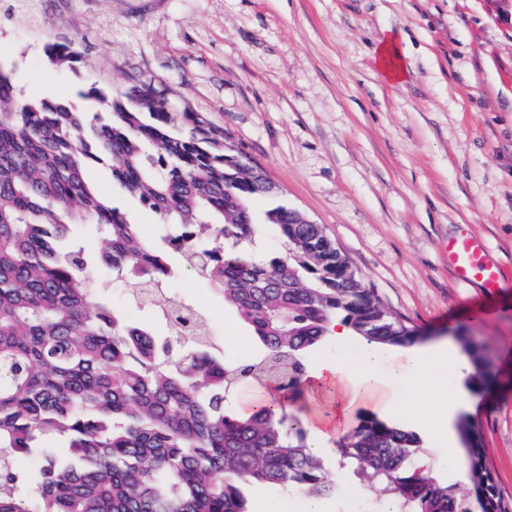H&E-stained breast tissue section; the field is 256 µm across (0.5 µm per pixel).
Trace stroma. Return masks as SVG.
I'll list each match as a JSON object with an SVG mask.
<instances>
[{"mask_svg":"<svg viewBox=\"0 0 512 512\" xmlns=\"http://www.w3.org/2000/svg\"><path fill=\"white\" fill-rule=\"evenodd\" d=\"M406 36L403 83L373 63L385 31ZM75 39L82 58L54 70L45 47ZM0 60L22 97L74 98L90 86L120 93L134 81L171 112L207 113L229 144L276 185L278 204L322 225L384 308L424 344L466 331L489 357L487 388L468 389L460 413L476 422L501 500L512 508V0H0ZM98 190L159 234L160 219L90 165ZM482 239L505 282L489 296L456 281L449 239ZM97 299L159 324L130 283L97 277ZM168 295L196 306L227 358L254 346L234 310L184 271ZM338 438L318 443L334 512H380L367 483L338 465ZM415 456L470 512L481 497L466 475Z\"/></svg>","mask_w":512,"mask_h":512,"instance_id":"35a3bbf8","label":"stroma"}]
</instances>
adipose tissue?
Here are the masks:
<instances>
[{
  "label": "adipose tissue",
  "instance_id": "obj_1",
  "mask_svg": "<svg viewBox=\"0 0 512 512\" xmlns=\"http://www.w3.org/2000/svg\"><path fill=\"white\" fill-rule=\"evenodd\" d=\"M331 335L342 355L321 360L310 376V384L315 388L336 390L340 396V411L333 420L316 415L305 417L311 434L319 439L342 434L350 425L354 408L361 405L399 414L405 396L436 389L443 393L444 399L435 405L427 428L433 441L446 447L437 461L438 466L456 470L457 457L446 443L450 411L461 401L460 386L468 370V361L460 351L439 344L395 353L375 349L359 355L348 346L350 332L346 327L332 328Z\"/></svg>",
  "mask_w": 512,
  "mask_h": 512
}]
</instances>
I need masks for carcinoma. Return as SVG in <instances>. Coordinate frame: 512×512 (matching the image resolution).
Here are the masks:
<instances>
[{"label":"carcinoma","mask_w":512,"mask_h":512,"mask_svg":"<svg viewBox=\"0 0 512 512\" xmlns=\"http://www.w3.org/2000/svg\"><path fill=\"white\" fill-rule=\"evenodd\" d=\"M49 65L81 58L71 40L47 48ZM63 99L18 98L0 65V512H251L241 485L336 493L301 419L281 403L247 417L226 409L240 383L277 375L280 391L306 386L304 357L339 321L368 345H402L413 332L382 306L319 224H290L288 209L255 220L251 201L274 193L242 165L224 128L201 112L173 113L145 85L119 97L91 87ZM105 163L112 180L163 221L139 225L85 176ZM90 224L103 247L74 235ZM273 228L285 251L261 249ZM224 295L260 344L252 359L221 355L190 305L160 299L180 274L171 253ZM134 279L133 300L159 309L155 327L93 299V274ZM471 381L488 383L486 348L460 338ZM465 465L506 512L479 431L460 424ZM415 435L367 421L338 448L340 465L368 478L398 512H469L463 498L412 465ZM34 460L33 474L11 463Z\"/></svg>","instance_id":"1"}]
</instances>
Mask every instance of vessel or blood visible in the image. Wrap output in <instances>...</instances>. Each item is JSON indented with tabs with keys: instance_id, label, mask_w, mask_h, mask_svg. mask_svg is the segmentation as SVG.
I'll list each match as a JSON object with an SVG mask.
<instances>
[{
	"instance_id": "vessel-or-blood-1",
	"label": "vessel or blood",
	"mask_w": 512,
	"mask_h": 512,
	"mask_svg": "<svg viewBox=\"0 0 512 512\" xmlns=\"http://www.w3.org/2000/svg\"><path fill=\"white\" fill-rule=\"evenodd\" d=\"M447 255L448 264L460 282L480 283L491 294L501 288V269L490 258L486 245L478 238L462 235L449 240Z\"/></svg>"
}]
</instances>
